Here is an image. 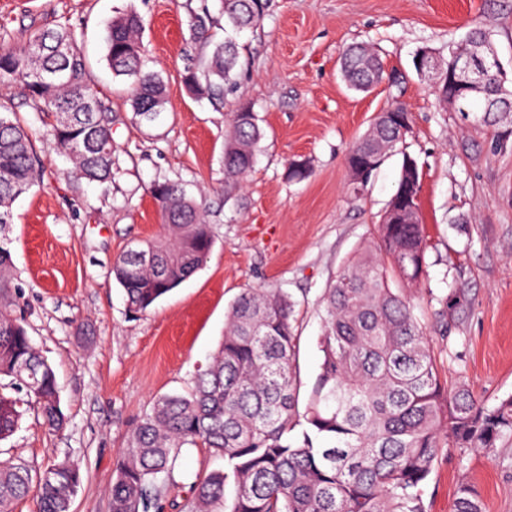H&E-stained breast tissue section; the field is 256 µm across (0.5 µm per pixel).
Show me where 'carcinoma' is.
<instances>
[{
    "label": "carcinoma",
    "mask_w": 512,
    "mask_h": 512,
    "mask_svg": "<svg viewBox=\"0 0 512 512\" xmlns=\"http://www.w3.org/2000/svg\"><path fill=\"white\" fill-rule=\"evenodd\" d=\"M225 26L236 32L254 26L262 0H222ZM213 25L207 5L190 14L193 38ZM134 12L113 18L107 28L106 59L116 76L133 79L131 106L141 125L154 126L166 110L163 78L146 69ZM490 39L479 25L448 44L441 58L435 95L456 112L512 115L506 78L486 77L480 90L454 98L448 58L470 56ZM240 44L232 37L204 41L195 68L184 81L189 92L215 109L233 92ZM347 86L367 92L384 78L377 52L353 46L340 60ZM0 82L19 85L36 112L55 117L53 147L68 155L74 173L90 182L112 181V106L87 80V62L67 27L37 31L19 47L0 50ZM407 132L387 113L376 116L346 158L379 168L400 151ZM263 130L248 106L232 114L224 139V179L238 183L254 167ZM403 154L400 178L388 207L410 216L409 224L378 225V237L336 274L322 304L323 360L304 412H299L294 303L285 294L247 289L231 304L224 338L190 393L165 395L129 431L115 463L110 487L112 512H162L158 477L173 481L182 449L206 448L224 458V469L200 476L190 512H428L421 494L439 451L449 445L479 448L493 456L512 440V396L488 407L469 386L445 387L414 308L389 283L388 270L413 287L425 273L427 240L418 199L421 184L406 189ZM30 126L0 98V226L13 223V203L37 180ZM162 238L138 252H123L112 272L130 312H147L159 299L199 270L213 237L203 207L172 181L151 187ZM13 261L0 241V376L24 393L51 429L62 428L52 366L32 344L14 315L9 288ZM20 400L0 395V440L17 430ZM302 427V440L291 433ZM82 483L79 468L64 460L32 474L24 464L0 465V512L37 487L38 512H71ZM234 487L231 505L224 489ZM454 512H483L467 483L457 490Z\"/></svg>",
    "instance_id": "cac0c4a2"
}]
</instances>
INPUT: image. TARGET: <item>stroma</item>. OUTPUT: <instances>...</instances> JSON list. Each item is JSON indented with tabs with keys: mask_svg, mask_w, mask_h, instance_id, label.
<instances>
[{
	"mask_svg": "<svg viewBox=\"0 0 512 512\" xmlns=\"http://www.w3.org/2000/svg\"><path fill=\"white\" fill-rule=\"evenodd\" d=\"M264 3L257 27L239 36L236 92L217 111L183 82L198 52L189 21L199 0H0V46L71 28L114 113L112 180L90 183L51 145V117L35 112L19 86L0 91L30 126L41 168L14 202L12 224L0 228L14 262V311L55 371L65 415L52 430L34 404H23L18 429L0 441V462L35 472L63 460L78 466L72 512H111L113 464L132 424L160 396L190 390L245 289L280 290L294 301L298 393L307 401L323 359L322 296L376 237L401 171L402 156L393 155L352 194L346 152L397 103L412 115L406 145L421 172L427 237L426 273L407 295L448 386L466 383L489 406L512 395V123L442 109L413 65L420 48L446 52L477 24L512 88V0ZM128 11L143 18L147 65L166 84L164 118L151 128L134 117L130 79L114 76L106 60V26ZM356 43L372 45L384 65L383 81L367 92L350 90L340 75V57ZM243 104L264 137L252 171L229 188L225 127ZM297 161L310 174L292 181ZM164 180L202 202L214 245L201 269L135 316L113 262L161 235L150 186ZM223 465L207 449H184L164 512H185L193 482ZM463 482L484 512H512V444L492 459L441 449L421 490L429 512H452Z\"/></svg>",
	"mask_w": 512,
	"mask_h": 512,
	"instance_id": "stroma-1",
	"label": "stroma"
}]
</instances>
